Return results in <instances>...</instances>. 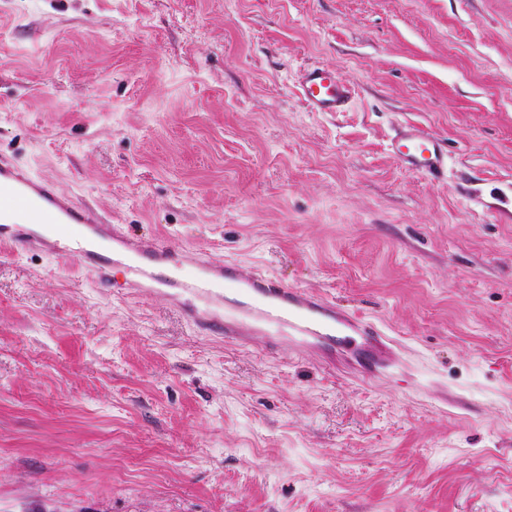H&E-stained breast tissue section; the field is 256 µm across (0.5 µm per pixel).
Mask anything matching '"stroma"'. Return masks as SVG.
<instances>
[{
  "mask_svg": "<svg viewBox=\"0 0 512 512\" xmlns=\"http://www.w3.org/2000/svg\"><path fill=\"white\" fill-rule=\"evenodd\" d=\"M312 67L343 111L302 103ZM407 124L445 178L401 166ZM1 154L184 272L334 300L398 367L0 254V512H512V0H0ZM302 101L315 112H340L352 95V87L335 73L307 69L302 84ZM401 164L409 171L440 178L448 169V149L437 135L414 126L403 127L393 141Z\"/></svg>",
  "mask_w": 512,
  "mask_h": 512,
  "instance_id": "1",
  "label": "stroma"
}]
</instances>
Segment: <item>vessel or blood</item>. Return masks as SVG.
Instances as JSON below:
<instances>
[{"instance_id": "b4317fda", "label": "vessel or blood", "mask_w": 512, "mask_h": 512, "mask_svg": "<svg viewBox=\"0 0 512 512\" xmlns=\"http://www.w3.org/2000/svg\"><path fill=\"white\" fill-rule=\"evenodd\" d=\"M352 88L335 73L307 69L302 101L315 112H339ZM393 149L409 171L432 178L448 167V149L437 135L407 126ZM76 244L87 267L109 283V265L127 270L124 288L134 295L161 292L174 299L198 329L227 341L263 335L268 350L288 342L314 345L337 339L378 338V330L338 309L333 301L290 288L232 262L199 260L185 275L176 249L154 236L128 237L119 225L58 192L13 158L0 155V248L63 255V242Z\"/></svg>"}]
</instances>
